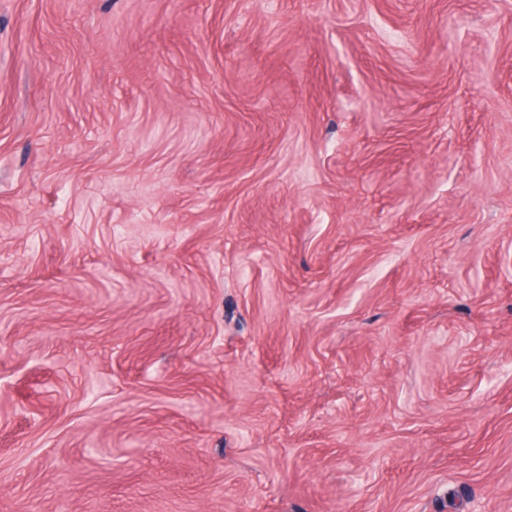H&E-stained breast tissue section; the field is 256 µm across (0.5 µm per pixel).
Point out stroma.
Listing matches in <instances>:
<instances>
[{"label": "stroma", "mask_w": 512, "mask_h": 512, "mask_svg": "<svg viewBox=\"0 0 512 512\" xmlns=\"http://www.w3.org/2000/svg\"><path fill=\"white\" fill-rule=\"evenodd\" d=\"M0 512H512V0H0Z\"/></svg>", "instance_id": "35a3bbf8"}]
</instances>
